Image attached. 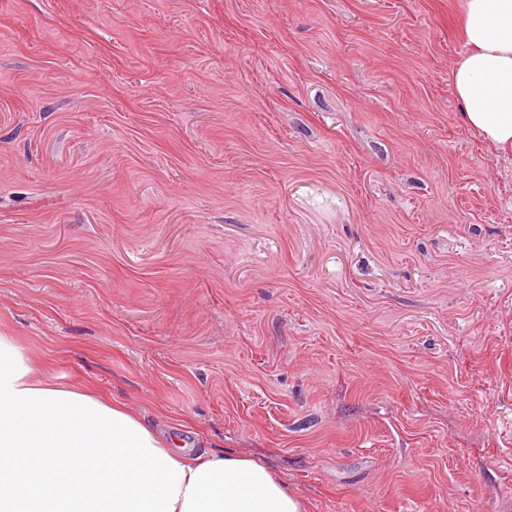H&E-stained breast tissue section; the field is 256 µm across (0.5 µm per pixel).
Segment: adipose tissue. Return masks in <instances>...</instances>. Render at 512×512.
<instances>
[{"label":"adipose tissue","mask_w":512,"mask_h":512,"mask_svg":"<svg viewBox=\"0 0 512 512\" xmlns=\"http://www.w3.org/2000/svg\"><path fill=\"white\" fill-rule=\"evenodd\" d=\"M468 50L453 70L462 120L512 153V0H464ZM258 460L190 456L174 438L93 391L41 380L0 335V512H305Z\"/></svg>","instance_id":"adipose-tissue-1"}]
</instances>
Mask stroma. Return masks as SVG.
I'll use <instances>...</instances> for the list:
<instances>
[{
  "instance_id": "stroma-1",
  "label": "stroma",
  "mask_w": 512,
  "mask_h": 512,
  "mask_svg": "<svg viewBox=\"0 0 512 512\" xmlns=\"http://www.w3.org/2000/svg\"><path fill=\"white\" fill-rule=\"evenodd\" d=\"M462 2L0 0V334L308 512H512Z\"/></svg>"
}]
</instances>
